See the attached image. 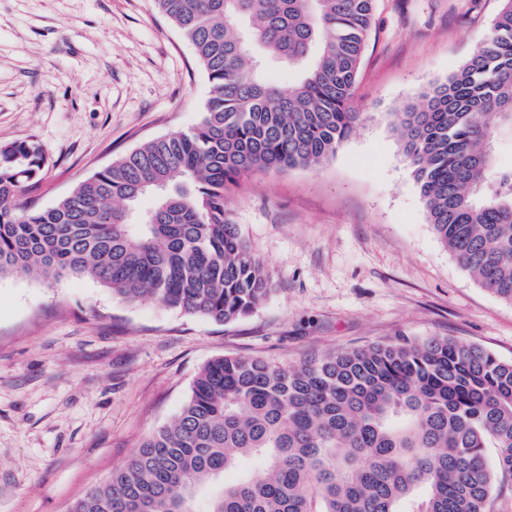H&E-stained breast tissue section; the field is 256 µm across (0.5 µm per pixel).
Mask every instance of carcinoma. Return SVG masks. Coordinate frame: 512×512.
<instances>
[{"mask_svg":"<svg viewBox=\"0 0 512 512\" xmlns=\"http://www.w3.org/2000/svg\"><path fill=\"white\" fill-rule=\"evenodd\" d=\"M154 3L207 75L201 122L46 209L22 202L44 167L39 148L0 146V277L85 276L127 302L227 324L269 288L224 189L255 169H316L336 155L361 121L353 97L374 0ZM265 57L301 78L265 80ZM392 125L437 237L512 303V173L493 151L512 128V0ZM248 459L261 471L224 483ZM511 478L512 361L450 337L400 338L289 367L210 361L180 413L68 512H490Z\"/></svg>","mask_w":512,"mask_h":512,"instance_id":"carcinoma-1","label":"carcinoma"}]
</instances>
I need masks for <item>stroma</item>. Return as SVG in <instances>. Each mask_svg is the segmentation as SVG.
<instances>
[{
    "instance_id": "35a3bbf8",
    "label": "stroma",
    "mask_w": 512,
    "mask_h": 512,
    "mask_svg": "<svg viewBox=\"0 0 512 512\" xmlns=\"http://www.w3.org/2000/svg\"><path fill=\"white\" fill-rule=\"evenodd\" d=\"M501 0H376L353 107L315 170H255L225 208L265 266L255 312L220 324L82 276L0 278V512H67L186 402L209 361L294 365L340 349L452 337L512 361V303L438 239L392 130L461 66ZM210 84L153 0H0V145L38 146L54 205L142 143L198 125Z\"/></svg>"
}]
</instances>
